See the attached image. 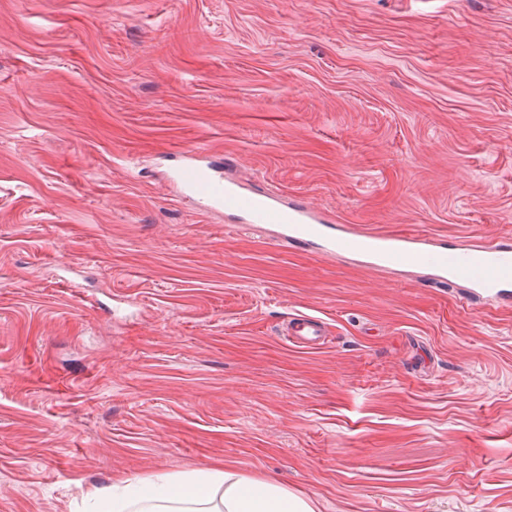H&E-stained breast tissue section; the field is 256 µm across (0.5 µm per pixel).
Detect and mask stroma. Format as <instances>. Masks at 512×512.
I'll return each instance as SVG.
<instances>
[{
  "label": "stroma",
  "mask_w": 512,
  "mask_h": 512,
  "mask_svg": "<svg viewBox=\"0 0 512 512\" xmlns=\"http://www.w3.org/2000/svg\"><path fill=\"white\" fill-rule=\"evenodd\" d=\"M191 148L351 231L512 240V0H0V512L207 467L512 512V306L233 232L167 188ZM282 336L305 349H318L325 344L327 327L323 319L309 314H296L282 327Z\"/></svg>",
  "instance_id": "obj_1"
}]
</instances>
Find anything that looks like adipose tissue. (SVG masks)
Segmentation results:
<instances>
[{
	"mask_svg": "<svg viewBox=\"0 0 512 512\" xmlns=\"http://www.w3.org/2000/svg\"><path fill=\"white\" fill-rule=\"evenodd\" d=\"M86 497L97 503V512H314L308 500L275 482L225 468L118 481L90 488Z\"/></svg>",
	"mask_w": 512,
	"mask_h": 512,
	"instance_id": "adipose-tissue-1",
	"label": "adipose tissue"
}]
</instances>
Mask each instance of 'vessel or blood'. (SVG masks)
<instances>
[{
	"label": "vessel or blood",
	"instance_id": "vessel-or-blood-1",
	"mask_svg": "<svg viewBox=\"0 0 512 512\" xmlns=\"http://www.w3.org/2000/svg\"><path fill=\"white\" fill-rule=\"evenodd\" d=\"M202 156L199 150L185 151L181 163L167 176L169 187L179 197L197 201L207 212L239 219L240 229L252 231L273 224L278 228V239L293 246L316 245L328 257L340 253L359 255L379 268H425L440 282L465 283L469 300L512 303V243L494 242L460 249L412 235L340 234L329 217L305 202L244 190L225 178L221 166L203 161ZM281 333L298 347L317 349L325 343L327 327L323 319L303 313L291 317Z\"/></svg>",
	"mask_w": 512,
	"mask_h": 512
}]
</instances>
